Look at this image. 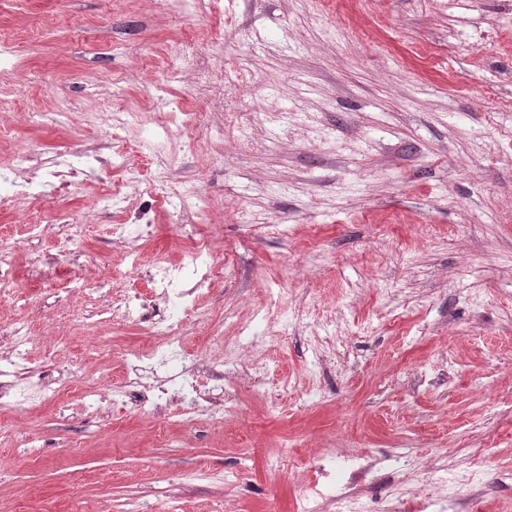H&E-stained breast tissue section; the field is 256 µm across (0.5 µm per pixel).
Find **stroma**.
Returning a JSON list of instances; mask_svg holds the SVG:
<instances>
[{
	"label": "stroma",
	"mask_w": 512,
	"mask_h": 512,
	"mask_svg": "<svg viewBox=\"0 0 512 512\" xmlns=\"http://www.w3.org/2000/svg\"><path fill=\"white\" fill-rule=\"evenodd\" d=\"M0 30L17 73L0 92V169L89 145L125 163L0 201L18 269L0 326L30 324L39 372L82 371L59 400L0 411V512H299L321 469L393 452L409 472L382 470L364 512L426 496L458 512L471 489L449 496L448 480L475 459L477 512H512V0H0ZM186 50L223 73L222 116L180 73ZM177 106L213 119L165 123ZM130 168L193 183L207 205L172 208ZM104 189L122 205L93 208ZM138 211L143 261L181 263L201 240L222 264L199 290L214 330L191 318L178 334L223 367L214 392L236 381L242 416L204 413L188 434L166 412L82 411V387L129 381L120 348L153 341L102 313L153 293L111 241ZM71 216L88 235L57 272L82 287L50 291L28 259Z\"/></svg>",
	"instance_id": "1"
}]
</instances>
